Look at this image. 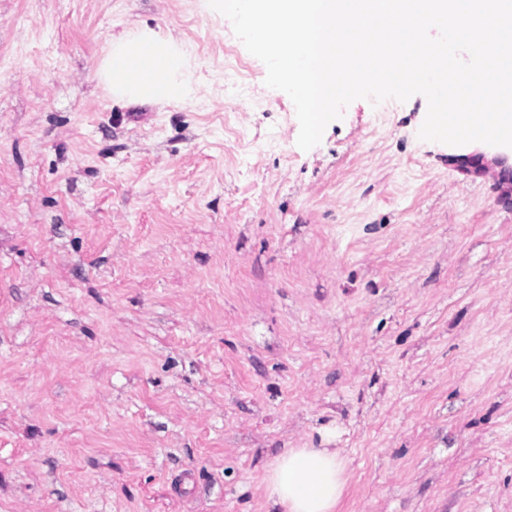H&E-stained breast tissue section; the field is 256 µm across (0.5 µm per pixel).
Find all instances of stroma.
Here are the masks:
<instances>
[{"label":"stroma","instance_id":"stroma-1","mask_svg":"<svg viewBox=\"0 0 512 512\" xmlns=\"http://www.w3.org/2000/svg\"><path fill=\"white\" fill-rule=\"evenodd\" d=\"M141 28L190 100L102 86ZM266 75L200 0H0V512H273L286 448L340 451L336 512H512L497 151L421 95L305 151Z\"/></svg>","mask_w":512,"mask_h":512}]
</instances>
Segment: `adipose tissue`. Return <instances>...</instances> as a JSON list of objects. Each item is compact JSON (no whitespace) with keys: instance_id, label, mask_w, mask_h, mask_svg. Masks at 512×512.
Listing matches in <instances>:
<instances>
[{"instance_id":"obj_1","label":"adipose tissue","mask_w":512,"mask_h":512,"mask_svg":"<svg viewBox=\"0 0 512 512\" xmlns=\"http://www.w3.org/2000/svg\"><path fill=\"white\" fill-rule=\"evenodd\" d=\"M97 74L112 96L160 104L194 94L188 50L178 37L149 30L111 37ZM268 502L280 512H336L347 475L333 448H287L265 470Z\"/></svg>"}]
</instances>
